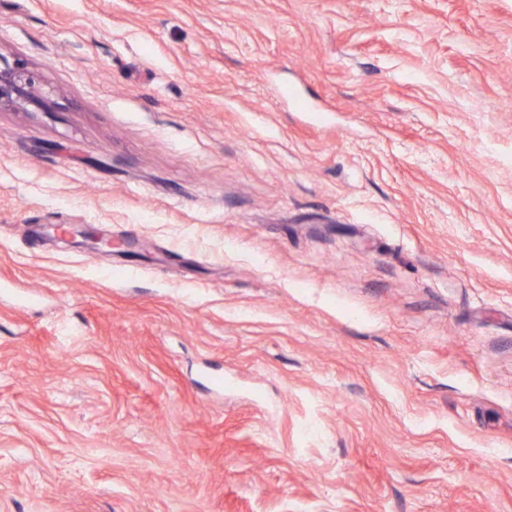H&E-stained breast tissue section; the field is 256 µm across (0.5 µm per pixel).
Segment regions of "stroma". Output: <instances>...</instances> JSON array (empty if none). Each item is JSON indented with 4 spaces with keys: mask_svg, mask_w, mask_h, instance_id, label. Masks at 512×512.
I'll return each mask as SVG.
<instances>
[{
    "mask_svg": "<svg viewBox=\"0 0 512 512\" xmlns=\"http://www.w3.org/2000/svg\"><path fill=\"white\" fill-rule=\"evenodd\" d=\"M17 60L0 512H512V0H0ZM52 91H46L39 75L25 63L0 65V109L26 111L28 104H41ZM77 238H80L78 240ZM70 242L75 246H84L87 243L98 245L97 249L105 252L112 251V241L104 239L98 234L97 229L91 225H83L81 229H71L69 232Z\"/></svg>",
    "mask_w": 512,
    "mask_h": 512,
    "instance_id": "stroma-1",
    "label": "stroma"
}]
</instances>
